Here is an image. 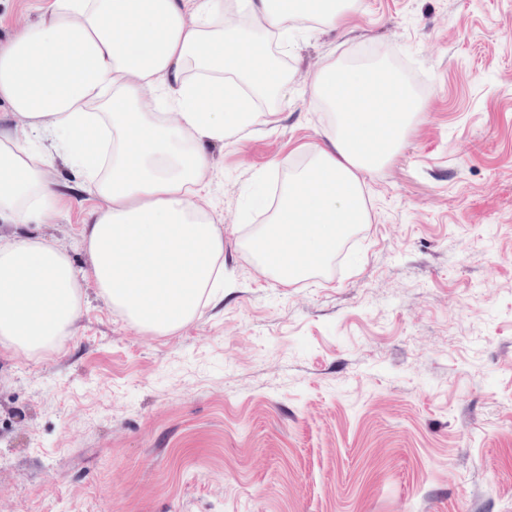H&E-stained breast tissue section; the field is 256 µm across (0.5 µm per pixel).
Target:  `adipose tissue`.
Wrapping results in <instances>:
<instances>
[{"mask_svg":"<svg viewBox=\"0 0 512 512\" xmlns=\"http://www.w3.org/2000/svg\"><path fill=\"white\" fill-rule=\"evenodd\" d=\"M52 0L0 44V222L56 213L64 158L100 201L85 268L39 237L0 243V349L33 356L71 335L92 278L129 325L157 335L199 317L224 285V234L206 144L247 136L288 106L276 48L333 28L360 0ZM331 111L267 223L240 244L282 286L313 277L369 221L364 177L403 148L424 108L380 64L329 63L300 88Z\"/></svg>","mask_w":512,"mask_h":512,"instance_id":"adipose-tissue-1","label":"adipose tissue"}]
</instances>
